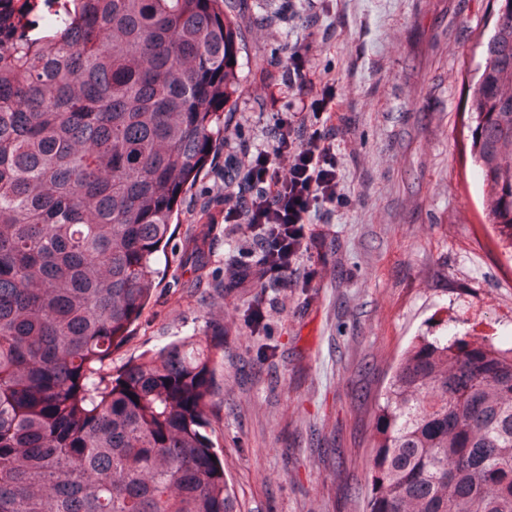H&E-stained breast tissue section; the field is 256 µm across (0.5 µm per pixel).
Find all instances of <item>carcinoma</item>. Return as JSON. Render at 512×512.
<instances>
[{"label":"carcinoma","instance_id":"cac0c4a2","mask_svg":"<svg viewBox=\"0 0 512 512\" xmlns=\"http://www.w3.org/2000/svg\"><path fill=\"white\" fill-rule=\"evenodd\" d=\"M0 0V512H238L210 437L217 349L103 363L235 91L230 0ZM470 85L485 219L512 240V0ZM364 512H512V346L416 336L378 406Z\"/></svg>","mask_w":512,"mask_h":512}]
</instances>
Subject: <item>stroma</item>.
Returning <instances> with one entry per match:
<instances>
[{
  "label": "stroma",
  "mask_w": 512,
  "mask_h": 512,
  "mask_svg": "<svg viewBox=\"0 0 512 512\" xmlns=\"http://www.w3.org/2000/svg\"><path fill=\"white\" fill-rule=\"evenodd\" d=\"M495 0H305L280 18L234 0L239 89L224 132L184 194L154 266L142 319L100 369L120 374L171 341L224 331L209 420L241 512H362L391 366L413 336L443 324L512 341V246L484 221L471 161L469 79ZM335 78L354 126L342 143L358 205L332 219L307 288H233L237 245L224 236L225 131L250 125L244 151L269 132L259 96L296 50ZM262 303L268 326L250 332Z\"/></svg>",
  "instance_id": "35a3bbf8"
}]
</instances>
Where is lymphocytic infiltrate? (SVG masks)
I'll use <instances>...</instances> for the list:
<instances>
[{"label":"lymphocytic infiltrate","mask_w":512,"mask_h":512,"mask_svg":"<svg viewBox=\"0 0 512 512\" xmlns=\"http://www.w3.org/2000/svg\"><path fill=\"white\" fill-rule=\"evenodd\" d=\"M273 131L237 157L239 188L224 190V235L255 247L234 259L229 279L240 288L288 290L311 285L316 272L296 281L298 265L330 233L324 216L350 209L341 142L352 133L338 111L336 82L309 52L288 58L284 79L265 88Z\"/></svg>","instance_id":"lymphocytic-infiltrate-1"}]
</instances>
